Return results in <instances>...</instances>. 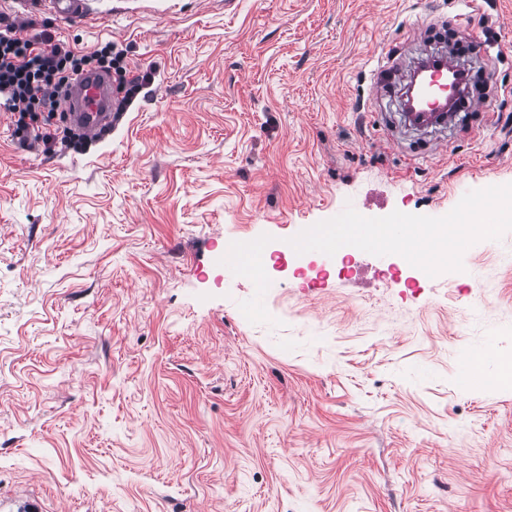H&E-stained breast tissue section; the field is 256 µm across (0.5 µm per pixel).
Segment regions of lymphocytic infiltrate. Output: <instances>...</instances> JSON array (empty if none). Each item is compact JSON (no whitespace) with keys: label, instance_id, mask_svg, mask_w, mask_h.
Segmentation results:
<instances>
[{"label":"lymphocytic infiltrate","instance_id":"lymphocytic-infiltrate-1","mask_svg":"<svg viewBox=\"0 0 512 512\" xmlns=\"http://www.w3.org/2000/svg\"><path fill=\"white\" fill-rule=\"evenodd\" d=\"M88 71L110 74L121 94L118 111L126 107L151 79L150 72L130 75L125 57L112 43L82 53L51 35H31L26 25L0 24V103L14 117L21 138L54 150L59 127L54 119L62 110L61 91L77 75Z\"/></svg>","mask_w":512,"mask_h":512}]
</instances>
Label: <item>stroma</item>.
Instances as JSON below:
<instances>
[{"instance_id":"obj_1","label":"stroma","mask_w":512,"mask_h":512,"mask_svg":"<svg viewBox=\"0 0 512 512\" xmlns=\"http://www.w3.org/2000/svg\"><path fill=\"white\" fill-rule=\"evenodd\" d=\"M30 33L123 50L111 134L46 153L0 112V512H512V231L429 277L227 266L345 206L439 217L512 183V0H0ZM492 119L414 130L373 73L442 24ZM394 130L388 143L378 120ZM447 142L428 154L429 141ZM401 266L403 282L373 278ZM466 331H459L462 314ZM225 260L235 267H249L252 271L253 281L258 290V294H262L265 288L263 281V253L258 249L249 252L241 250H231L225 255Z\"/></svg>"}]
</instances>
